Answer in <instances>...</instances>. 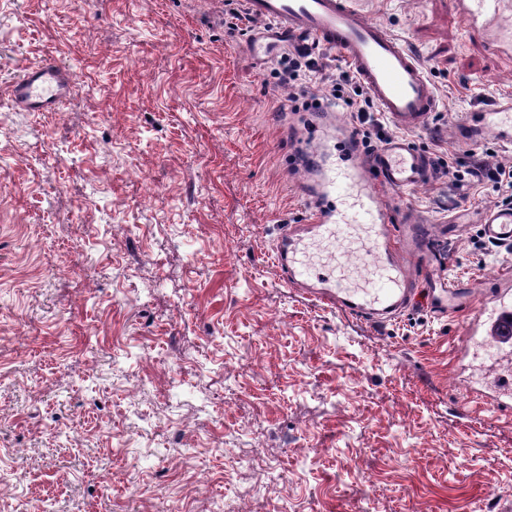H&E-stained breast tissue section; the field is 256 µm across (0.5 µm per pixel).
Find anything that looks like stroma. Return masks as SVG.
Returning <instances> with one entry per match:
<instances>
[{
	"instance_id": "1",
	"label": "stroma",
	"mask_w": 512,
	"mask_h": 512,
	"mask_svg": "<svg viewBox=\"0 0 512 512\" xmlns=\"http://www.w3.org/2000/svg\"><path fill=\"white\" fill-rule=\"evenodd\" d=\"M437 89L405 137L429 180L390 191L450 276L512 272L483 250L492 185L448 187L494 132L455 128L512 95V69L465 42L448 0H374ZM225 0H0V512H512V415L469 401L512 369L465 334L479 304L381 325L286 284L272 256L307 204L304 121L347 67L322 51L277 83ZM54 61L56 112L11 99Z\"/></svg>"
}]
</instances>
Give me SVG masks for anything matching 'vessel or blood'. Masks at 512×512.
Masks as SVG:
<instances>
[{"mask_svg":"<svg viewBox=\"0 0 512 512\" xmlns=\"http://www.w3.org/2000/svg\"><path fill=\"white\" fill-rule=\"evenodd\" d=\"M463 22L466 41L481 46L512 65V30L501 21L512 15V0H449ZM247 14L262 21L251 33L254 54L277 48L310 51L331 48L357 74L376 106L400 130L425 126L436 110L437 90L407 46L382 24L368 20L363 0H244ZM71 81L55 62L24 70L12 87L14 105L29 112L56 110L69 93ZM494 130L504 144L512 143V97L476 124H464L462 139L472 141ZM296 168L314 170V179L300 189L310 202L306 223L285 226L274 261L284 281L306 287L336 310L381 324L400 313L427 286L430 308L445 317L466 309L471 299L449 278L447 266L429 246L416 220L397 229L396 214L386 199L390 190L419 185L431 173V159L408 141L390 140L372 155L352 146L342 167L326 166L320 154L306 149ZM486 239L512 244V206L486 212ZM359 255L366 269L357 274L344 252ZM501 278L486 291L492 306L481 333L494 344H512V298Z\"/></svg>","mask_w":512,"mask_h":512,"instance_id":"b4317fda","label":"vessel or blood"}]
</instances>
